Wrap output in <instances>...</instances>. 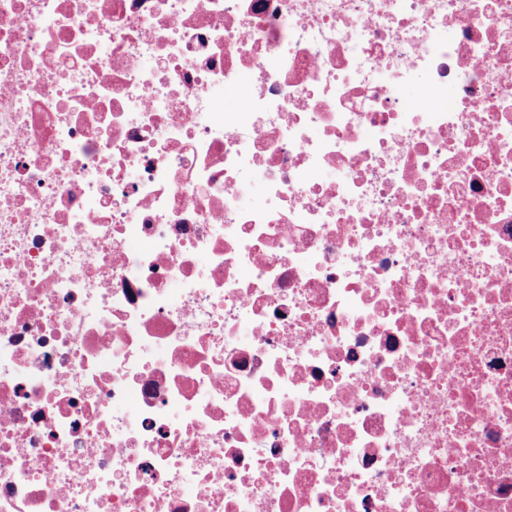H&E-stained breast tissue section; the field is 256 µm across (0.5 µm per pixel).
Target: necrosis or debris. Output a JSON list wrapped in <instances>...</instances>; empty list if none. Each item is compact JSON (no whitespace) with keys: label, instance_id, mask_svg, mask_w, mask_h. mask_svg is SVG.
<instances>
[{"label":"necrosis or debris","instance_id":"necrosis-or-debris-1","mask_svg":"<svg viewBox=\"0 0 512 512\" xmlns=\"http://www.w3.org/2000/svg\"><path fill=\"white\" fill-rule=\"evenodd\" d=\"M0 512H512V0H0Z\"/></svg>","mask_w":512,"mask_h":512}]
</instances>
